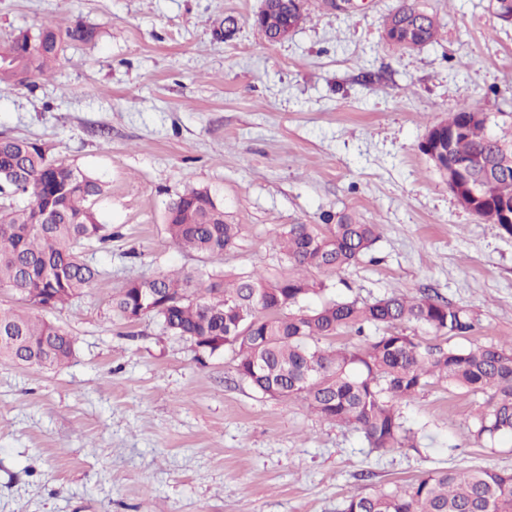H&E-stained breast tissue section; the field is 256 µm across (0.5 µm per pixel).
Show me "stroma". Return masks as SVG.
<instances>
[{"label": "stroma", "mask_w": 512, "mask_h": 512, "mask_svg": "<svg viewBox=\"0 0 512 512\" xmlns=\"http://www.w3.org/2000/svg\"><path fill=\"white\" fill-rule=\"evenodd\" d=\"M410 2L439 26L415 49L384 36L400 0H310L277 43L254 22L261 0H0V40L49 18L99 32L52 78L0 88V137L47 143L101 178L112 230L106 248L86 246L102 277L45 315L71 333L70 361L0 362V512H340L434 469L512 471L511 437L471 436L484 394L425 390L404 408L420 449L380 453L303 401L258 393L231 351L112 310L128 280L211 269L164 221L206 187L241 227L225 271L278 272L288 225L348 212L381 236L346 271L314 272L326 289L305 306L427 294L478 314L457 346L512 337V237L461 207L420 150L464 102L512 135V19L492 0Z\"/></svg>", "instance_id": "35a3bbf8"}]
</instances>
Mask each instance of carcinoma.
I'll use <instances>...</instances> for the list:
<instances>
[{"instance_id": "carcinoma-1", "label": "carcinoma", "mask_w": 512, "mask_h": 512, "mask_svg": "<svg viewBox=\"0 0 512 512\" xmlns=\"http://www.w3.org/2000/svg\"><path fill=\"white\" fill-rule=\"evenodd\" d=\"M308 0H283L261 21L268 39L305 19ZM424 26L417 25L420 20ZM419 26L405 48L436 40L435 18L411 4L385 21L384 31ZM96 28L77 22L65 29L49 20L32 35L21 31L0 42V86H25L52 75L70 42L91 43ZM468 104L434 126L443 167L448 159L481 157L497 169L490 200L512 203V138L486 132ZM26 198L0 203V291L28 311L0 310V360L51 369L72 357L74 340L54 322L30 313L57 309L91 288L100 271L79 250L105 243L112 232L99 223L95 204L101 182L53 157L28 139L0 140V194ZM166 231L181 248L212 262L223 259L240 225L206 187L185 190L167 208ZM378 225L342 213L334 224H290L278 239V260L291 272L268 277L250 271L228 276L221 268L194 274H159L127 281L112 299L121 318L158 317L166 329L209 346L218 339L235 355L240 378L272 398L299 399L319 417L361 431L369 446L387 451L414 447L403 406L426 388L441 385L487 393L473 421L481 443L512 436V338L505 344L461 348L452 343L480 325L471 310L429 296L394 292L371 303L329 300L304 310L300 302L324 290L309 281L310 268L340 273L366 255ZM379 334L358 347L319 345L344 330ZM422 328L437 339L424 343L408 333ZM341 512H512V472L473 469L432 471L408 484L347 497Z\"/></svg>"}]
</instances>
